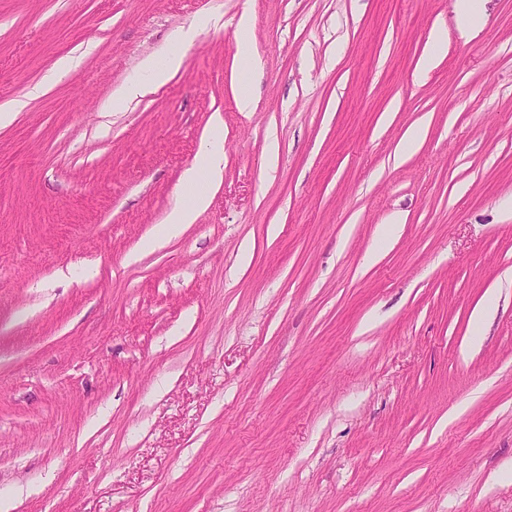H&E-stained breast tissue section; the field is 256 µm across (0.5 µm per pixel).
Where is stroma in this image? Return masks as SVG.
<instances>
[{"label":"stroma","mask_w":512,"mask_h":512,"mask_svg":"<svg viewBox=\"0 0 512 512\" xmlns=\"http://www.w3.org/2000/svg\"><path fill=\"white\" fill-rule=\"evenodd\" d=\"M68 55L0 128L11 512H512V0H0V106ZM237 49L239 55L244 60L247 69L251 71L254 66V57L252 53V45L250 42V19L242 18L237 30ZM182 64L183 56L179 52L171 53L160 61L152 57L146 59L144 65L148 72L147 81H137L127 84L122 96L115 102V105L127 108L137 99L164 85L172 75L181 69ZM221 124L222 119H216L215 125L218 132L211 140L210 147L184 171L182 178L184 190H194L183 205L168 214L164 225V233L167 236L178 235L185 224L194 223L198 215L209 206L210 194L206 188H198L200 179L204 177L210 186L220 183L224 176V140L220 132Z\"/></svg>","instance_id":"obj_1"}]
</instances>
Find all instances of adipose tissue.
Returning a JSON list of instances; mask_svg holds the SVG:
<instances>
[{
	"mask_svg": "<svg viewBox=\"0 0 512 512\" xmlns=\"http://www.w3.org/2000/svg\"><path fill=\"white\" fill-rule=\"evenodd\" d=\"M183 64L181 53L174 52L163 60L146 59L144 62L148 78L144 81L129 83L125 86L122 96L118 99L119 107H128L137 99L153 92L164 85L168 79L177 73ZM224 176V141L221 136H214L209 148L200 154L195 163L183 174L184 189L190 190L191 195L183 205L173 209L167 216L164 232L167 236L178 235L183 226L194 223L198 215L210 204L208 188L220 183Z\"/></svg>",
	"mask_w": 512,
	"mask_h": 512,
	"instance_id": "obj_1",
	"label": "adipose tissue"
}]
</instances>
